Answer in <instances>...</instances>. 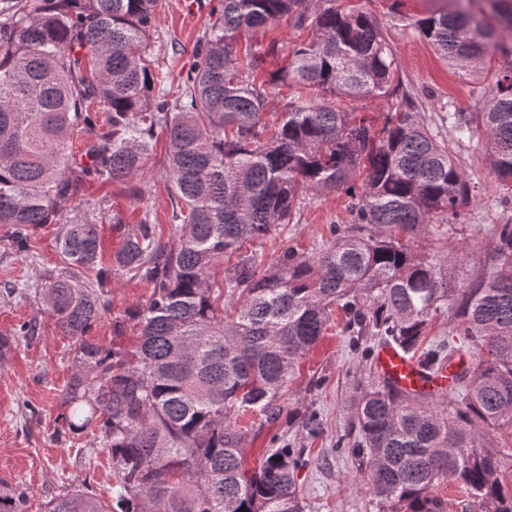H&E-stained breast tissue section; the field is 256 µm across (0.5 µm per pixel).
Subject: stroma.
Wrapping results in <instances>:
<instances>
[{
	"label": "stroma",
	"mask_w": 512,
	"mask_h": 512,
	"mask_svg": "<svg viewBox=\"0 0 512 512\" xmlns=\"http://www.w3.org/2000/svg\"><path fill=\"white\" fill-rule=\"evenodd\" d=\"M156 14L149 55L158 85L176 89L192 61L194 45L205 25L220 14L219 0H161ZM369 14L389 42L405 88L416 101V110L431 129H438L444 111L476 112L484 104L486 81L448 65L432 44L413 27L415 19L429 16L435 0H338ZM310 29L297 28L292 16L277 18L267 27L239 40L238 52L247 43L278 42L284 49L306 41ZM457 156L474 183V198L461 220L435 241L436 250L455 255L475 244L489 251L491 228L512 223V202H504L498 180L491 171L489 154L481 138L457 145ZM165 143L156 138L145 182L144 196L124 188H91L86 202L65 204L59 213L65 224L97 225L104 260H111L123 241V227L134 226L143 213H151L161 242L176 246L179 234L172 221V205L164 178ZM349 199L344 193L307 196L292 224L282 233L264 239L266 258L279 255L283 240L309 255L325 245L329 227L349 221ZM12 229L0 225V336L14 337V346L0 364V489L20 487L27 496L26 512H44L45 504L74 486H86L101 501H109L118 476L107 448L96 443L93 428L69 429L63 417L65 389L77 372L69 351L70 340L54 319L43 312L35 288L49 277L70 274L56 249V226L46 224L30 231L32 247L26 252L10 248ZM151 288L119 277L109 290L112 300L92 331L93 339L110 350L133 348L139 329L125 311L144 302ZM34 321L38 332L17 333L20 324ZM344 321L334 315L326 333L295 367L284 396L286 417L266 422L259 413L237 415L245 430L248 467H257L266 448L292 447L301 459L295 471L298 493L307 512H372L368 496L357 491L356 467L343 435L347 406L357 379L360 356L348 347L342 334ZM315 415L318 433H310L303 416Z\"/></svg>",
	"instance_id": "1"
}]
</instances>
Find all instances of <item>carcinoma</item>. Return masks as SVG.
<instances>
[{"instance_id": "carcinoma-1", "label": "carcinoma", "mask_w": 512, "mask_h": 512, "mask_svg": "<svg viewBox=\"0 0 512 512\" xmlns=\"http://www.w3.org/2000/svg\"><path fill=\"white\" fill-rule=\"evenodd\" d=\"M452 2L416 26L479 80L490 52L512 57V0ZM322 3L311 16L307 0H222L221 21L197 40L172 95L155 91L147 55L158 0H0V224L13 227L12 248L29 250V229L57 223L60 205L91 187L142 180L158 133L180 233L177 247L160 244L146 214L105 265L96 225L57 229L63 260L91 272L36 292L79 367L65 422L81 415V427H95L118 481L107 504L78 488L46 512H304L294 449L269 448L247 469L234 416L283 415L296 363L336 310L364 358L369 340L435 371L471 354L436 395L380 373L357 379L349 453L374 512H449L436 493L445 482L462 485L477 512H512V471L488 442L490 431L512 430V224L496 226L484 271L461 285L448 257L424 244L474 191L450 143L485 136L497 179L512 183V69L490 83L484 111L440 116L448 141L415 112L371 16ZM283 14L315 37L259 83L276 43L245 62L234 46ZM272 95L284 100L273 129L262 119ZM376 95L393 98L378 130L337 104ZM76 135L79 159L69 151ZM339 190L351 223L331 225L317 254L286 244L267 263L243 248L293 223L306 196ZM226 255L235 262L218 280ZM124 275L152 291L126 311L136 348L111 351L91 333ZM439 312L455 335L427 342ZM25 502L19 489L0 491V512H24Z\"/></svg>"}]
</instances>
